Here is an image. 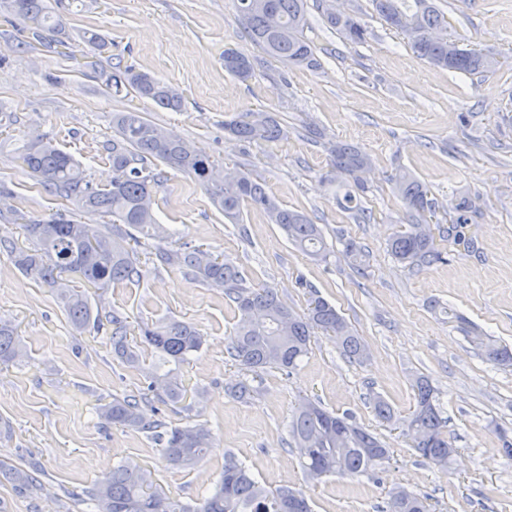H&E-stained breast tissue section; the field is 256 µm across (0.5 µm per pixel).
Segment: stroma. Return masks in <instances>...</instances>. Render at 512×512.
<instances>
[{
    "label": "stroma",
    "mask_w": 512,
    "mask_h": 512,
    "mask_svg": "<svg viewBox=\"0 0 512 512\" xmlns=\"http://www.w3.org/2000/svg\"><path fill=\"white\" fill-rule=\"evenodd\" d=\"M67 36L38 41L23 23L0 13V239L23 242V224L61 214L108 234L113 219L81 212L73 201L42 189L18 150L43 135L81 163L93 185L112 179V115L133 109L194 150L251 171L288 209L323 229L331 253L316 261L254 210L231 223L189 177L167 171L154 196L171 249L203 247L238 269L245 286L270 287L295 312L321 297L350 322L370 356L354 362L322 333L291 372L264 370L255 392L240 401L227 392L245 370L227 354L240 315L223 291L194 274L157 265L154 248H139L140 280L85 293L105 321L76 332L51 288L22 273L0 246V318L17 327L23 359L0 366V460L40 469L39 485L21 495L0 477V512H91L84 497L122 461L150 471L168 496L204 497L224 471V456L246 461L263 485L302 490L313 512H381L387 493L402 486L428 495L434 512H512V459L500 452L497 428L512 435V368L480 354L450 322L455 310L498 342L512 347V0H436L449 32L494 55L495 72L464 75L431 67L403 36L378 18L371 0H357L369 35L351 44L322 21L308 0L304 36L319 68H291L263 55L246 37L235 0H68ZM105 36L108 49L84 67V31ZM234 48L261 59L240 81L224 70ZM145 72L181 91L183 111L171 112L108 82L125 68ZM276 113L287 138L246 144L224 131L240 112ZM324 138H308V127ZM349 143L370 154L361 178L370 223L355 220L327 181L326 142ZM407 170L440 208L431 226L445 262L410 269L388 251L406 227L393 178ZM462 195L478 211L462 236L447 237V208ZM363 249L361 264L343 255L344 240ZM137 335L143 323L178 319L204 338L175 371L184 396L161 403L148 389L152 351L139 365L112 354L109 314ZM427 376L448 420L457 450L450 471L427 464L411 448L405 420L415 401L412 381ZM142 398L146 421L168 426L203 423L211 431L206 455L190 469L171 466L150 430L105 423L100 406L112 398ZM396 411L380 422L370 399ZM351 413L376 434L389 458L371 475L327 476L306 482L290 424L302 399Z\"/></svg>",
    "instance_id": "1"
}]
</instances>
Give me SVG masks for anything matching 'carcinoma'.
Masks as SVG:
<instances>
[{"label":"carcinoma","mask_w":512,"mask_h":512,"mask_svg":"<svg viewBox=\"0 0 512 512\" xmlns=\"http://www.w3.org/2000/svg\"><path fill=\"white\" fill-rule=\"evenodd\" d=\"M380 19L407 39L410 49L430 66L466 75L492 71L498 60L464 44L460 35L448 34L443 16L434 0H373ZM241 25L250 40L268 56L290 66H318L314 51L304 39L307 25V0H236ZM23 20L37 37H53L64 27L63 0H0V8ZM326 24L352 43L366 40L367 28L360 21L358 7L348 12L322 10ZM258 59L235 49L224 50V70L246 81L255 75ZM114 86H126L139 97L158 107L180 111L184 98L173 86L145 73L125 70L111 78ZM116 140L112 141V182L98 188L86 179L80 164L53 141L38 135L22 147L21 159L44 189L78 204L90 214H108L116 218L112 236L98 234L92 225L51 219L24 225L33 248L24 249L14 242L6 248L15 254V264L37 282L56 293L71 326L85 330L99 321L88 297L74 288L84 283L98 289L121 281L142 277L136 251L126 245L141 232L160 241L164 228L153 214V198L161 185L163 171L148 166L152 159L161 166L191 176L208 193L224 217L238 222L250 208L266 215L278 225L296 247L313 259L324 261L328 251L319 225L306 214L282 207L252 173L229 168L192 149L182 138L160 130L135 111L116 112L112 116ZM224 132L243 142L276 141L287 136L273 113L239 112L224 121ZM327 177L346 176L359 184V174L372 162L370 155L347 143L327 146ZM394 192L403 204L408 229L390 243L394 258L408 268L429 267L445 261L425 224L438 203L428 197V188L407 173L396 175ZM341 207L367 224L372 212L345 192ZM452 225L470 223L477 211L474 201L455 199ZM154 255L162 266H177L191 271L205 285L221 288L236 304L240 320L228 342V354L240 366L258 372L278 368L295 369L310 347L311 336L321 331L334 340L343 355L354 361L367 357V347L336 308L316 297L307 313L290 309L271 288L246 289L241 286L237 268L211 252L193 247L170 250L157 246ZM458 329L479 348L485 359L502 367L512 366V348L484 335L464 317H457ZM110 341L112 353L122 362L140 363V349L158 354L148 372V389L160 398L178 401L183 390L178 377L166 364L183 362L203 345V336L190 324L171 319L138 327L139 341L127 337L122 317L112 316ZM23 357V345L15 325L0 319V364L9 365ZM415 405L406 420V435L411 448L425 462L442 471L451 469L456 449L448 441V419L442 416L435 389L428 378L416 377L413 384ZM107 424L127 428L156 430L167 461L176 467H190L201 460L209 448L211 432L203 424L167 427L164 423L145 422L140 400L134 396L114 398L99 409ZM291 434L299 449L301 465L309 480L324 476L370 474L389 457V450L352 416H338L319 404L305 400L298 407ZM4 473L19 489L38 484V469L16 467L0 462ZM97 512H312L303 492L288 487L268 490L250 475L248 467L234 454L224 459V473L207 497L191 505L174 500L153 486L150 473L135 463L120 462L112 467L88 491ZM383 512H429L427 496L403 488L390 492Z\"/></svg>","instance_id":"1"}]
</instances>
